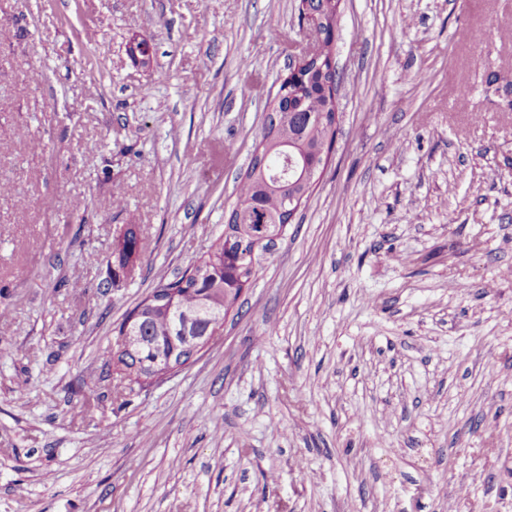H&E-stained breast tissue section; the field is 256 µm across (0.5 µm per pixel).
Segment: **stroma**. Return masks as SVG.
<instances>
[{
	"mask_svg": "<svg viewBox=\"0 0 512 512\" xmlns=\"http://www.w3.org/2000/svg\"><path fill=\"white\" fill-rule=\"evenodd\" d=\"M298 5L0 0V512H512V0H341L310 199L213 344L116 394L115 327L223 233ZM135 227V224H127V227L113 240V254L121 260L122 267L123 261H128L133 254L139 256L147 248L146 241L138 236Z\"/></svg>",
	"mask_w": 512,
	"mask_h": 512,
	"instance_id": "1",
	"label": "stroma"
}]
</instances>
